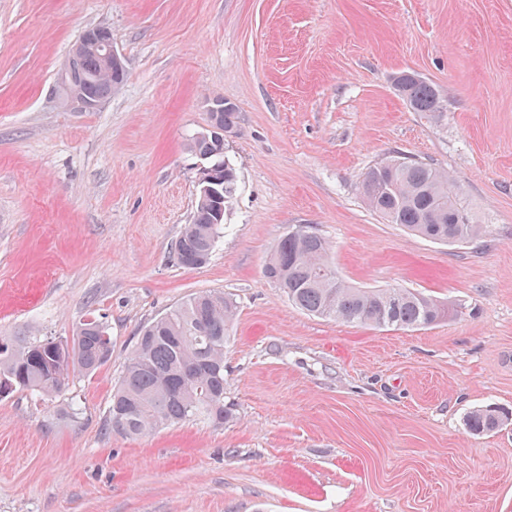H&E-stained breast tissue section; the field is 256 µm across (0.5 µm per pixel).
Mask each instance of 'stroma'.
<instances>
[{
    "label": "stroma",
    "mask_w": 512,
    "mask_h": 512,
    "mask_svg": "<svg viewBox=\"0 0 512 512\" xmlns=\"http://www.w3.org/2000/svg\"><path fill=\"white\" fill-rule=\"evenodd\" d=\"M127 78L91 112L57 77L87 27ZM443 90L434 122L393 86ZM234 104L238 188L209 261L177 265L209 101ZM411 155L450 173L486 231L441 244L384 222L360 181ZM311 227L338 275L448 302L402 329L306 314L264 266ZM236 306L232 422L106 430L141 329L196 294ZM112 358L55 398H0V512H512V0H0V336ZM509 418L472 434L467 417Z\"/></svg>",
    "instance_id": "obj_1"
}]
</instances>
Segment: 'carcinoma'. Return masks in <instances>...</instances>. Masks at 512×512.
Here are the masks:
<instances>
[{
    "mask_svg": "<svg viewBox=\"0 0 512 512\" xmlns=\"http://www.w3.org/2000/svg\"><path fill=\"white\" fill-rule=\"evenodd\" d=\"M125 72H108L94 53L84 56L77 83L88 100L110 96L124 83ZM395 86L410 107L431 119L445 115L441 91L416 74L403 71ZM230 133L237 125L234 106L210 115ZM192 148L224 176V204L237 192V172L208 129L194 134ZM370 209L388 224L443 243L469 242L485 232L474 221L458 183L447 171L417 158L393 155L370 166L361 180ZM210 198L199 195L191 222L175 242L177 263L198 268L210 258L223 233ZM265 277L283 288L297 308L324 318L376 327L419 328L438 323L449 313L438 299L407 288H358L336 273L330 245L318 233L299 228L280 237L264 267ZM236 305L222 292L200 293L177 305L142 331L112 395L106 429L140 436L162 426L191 419L222 425L233 419L224 404V343ZM112 358V340L103 323L88 319L70 343L27 342L0 338V397L17 390L54 397L70 376H91ZM496 409H478L468 416L471 432L499 427Z\"/></svg>",
    "mask_w": 512,
    "mask_h": 512,
    "instance_id": "cac0c4a2",
    "label": "carcinoma"
}]
</instances>
